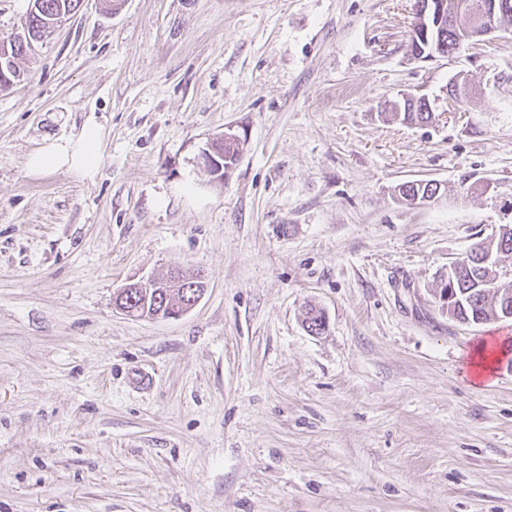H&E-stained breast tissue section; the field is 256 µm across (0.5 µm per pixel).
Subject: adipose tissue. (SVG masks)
Wrapping results in <instances>:
<instances>
[{
    "label": "adipose tissue",
    "instance_id": "ef3b65f1",
    "mask_svg": "<svg viewBox=\"0 0 512 512\" xmlns=\"http://www.w3.org/2000/svg\"><path fill=\"white\" fill-rule=\"evenodd\" d=\"M100 131L86 126L74 139H54L44 142L27 160L28 167L36 173L67 171L84 179H94L99 167Z\"/></svg>",
    "mask_w": 512,
    "mask_h": 512
}]
</instances>
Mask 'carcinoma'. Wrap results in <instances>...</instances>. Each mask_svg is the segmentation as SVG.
Listing matches in <instances>:
<instances>
[{
  "mask_svg": "<svg viewBox=\"0 0 512 512\" xmlns=\"http://www.w3.org/2000/svg\"><path fill=\"white\" fill-rule=\"evenodd\" d=\"M26 27L23 33L8 38V54L0 55V70H11L22 77L18 60L34 51L35 46L50 33L59 20L74 14L81 0H29ZM459 30L453 21L445 18L440 26L433 28V35L425 51L436 56L455 52ZM385 116L406 124L424 125L432 121L433 113L427 104L400 102V111L387 112ZM442 187L430 180H414L398 187V196L409 205H420L430 200ZM498 256L512 252V229L501 232L496 238L486 237L474 242L468 249L467 261L448 264V274L440 279L439 288L452 290L453 300L448 303V311L454 320L471 324H483L504 318V312L512 310V288L503 286L497 278V268L485 261L488 253ZM315 307L306 308L304 325L307 331L319 335L326 330L323 316L311 315Z\"/></svg>",
  "mask_w": 512,
  "mask_h": 512,
  "instance_id": "carcinoma-1",
  "label": "carcinoma"
}]
</instances>
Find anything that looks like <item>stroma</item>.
Segmentation results:
<instances>
[{"label":"stroma","mask_w":512,"mask_h":512,"mask_svg":"<svg viewBox=\"0 0 512 512\" xmlns=\"http://www.w3.org/2000/svg\"><path fill=\"white\" fill-rule=\"evenodd\" d=\"M414 13L83 0L22 60L0 91V512H512V349L482 384L468 366L512 319L433 297L512 225V38L416 60ZM405 93L432 122L383 118ZM88 125L94 180L29 171ZM227 132L219 178L201 154ZM413 180L441 201L403 205ZM174 268L209 282L187 314L116 310ZM224 141L228 142L224 143ZM232 141L239 142L240 140L238 136L233 133H224V135L215 142L213 141L207 150L203 151V163L210 174L222 177L224 172L231 167V165H224V162L225 164H233L236 161L239 156L240 148L238 144L229 143ZM218 142L224 143V153L215 148V144Z\"/></svg>","instance_id":"1"}]
</instances>
